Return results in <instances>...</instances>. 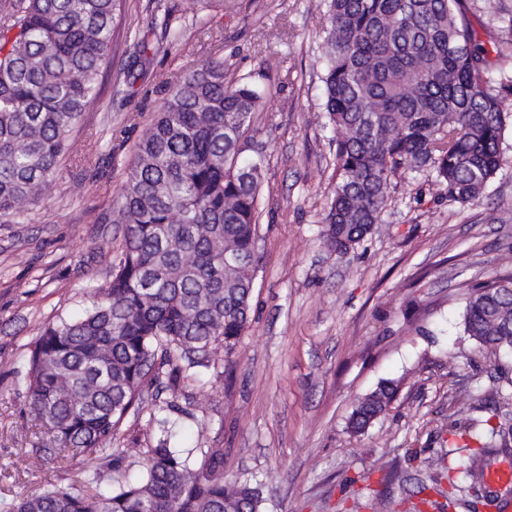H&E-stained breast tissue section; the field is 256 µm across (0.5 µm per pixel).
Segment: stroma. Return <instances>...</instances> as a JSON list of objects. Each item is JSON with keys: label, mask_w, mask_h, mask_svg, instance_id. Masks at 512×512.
I'll return each mask as SVG.
<instances>
[{"label": "stroma", "mask_w": 512, "mask_h": 512, "mask_svg": "<svg viewBox=\"0 0 512 512\" xmlns=\"http://www.w3.org/2000/svg\"><path fill=\"white\" fill-rule=\"evenodd\" d=\"M482 41L512 36V0H475ZM170 37H163V29ZM101 97L74 135L47 194L0 216V512L18 495L81 485V460L53 448L14 374L39 329L80 315L109 272L107 250L136 143L166 86L204 61L265 86L254 126L270 131L252 308L232 364L181 380L168 418L183 445L218 448L224 476L261 483L263 512H414L427 498L448 512H512V482L448 495L446 424L482 418L493 358L464 334L472 287L512 273V137L479 200L449 201L431 176L402 171L372 234L339 254L320 239L336 146L322 110V30L315 0H127ZM148 51H141V43ZM400 380L364 433L348 419L359 399ZM145 396L118 430L128 462L160 437ZM44 463L34 469L30 457Z\"/></svg>", "instance_id": "1"}]
</instances>
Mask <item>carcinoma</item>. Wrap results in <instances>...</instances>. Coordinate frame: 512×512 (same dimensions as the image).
Masks as SVG:
<instances>
[{"label": "carcinoma", "instance_id": "carcinoma-1", "mask_svg": "<svg viewBox=\"0 0 512 512\" xmlns=\"http://www.w3.org/2000/svg\"><path fill=\"white\" fill-rule=\"evenodd\" d=\"M323 111L335 132V176L323 244L349 251L372 233L400 170L426 172L448 200L470 204L503 164L512 128V72H492L501 46L481 43L467 0H319ZM123 0H11L0 24V214L21 215L53 183L59 161L81 151L72 132L99 100ZM266 92L208 60L164 92L139 141L117 216L125 225L106 282L79 317L33 339L16 371L59 448L85 464L83 487L22 496L12 512H261L257 482L224 478L219 448H188L167 419L135 475L120 471L112 439L140 413L145 386L173 390L229 360L249 322L266 153L251 148ZM235 257L224 269V250ZM465 333L480 349L512 354V275L473 288ZM387 380L359 400L363 432L399 390ZM496 410L450 425L454 448L512 437ZM112 457L115 474L98 462ZM475 459L453 467L461 491L483 480ZM107 482L108 490L95 487Z\"/></svg>", "mask_w": 512, "mask_h": 512}]
</instances>
